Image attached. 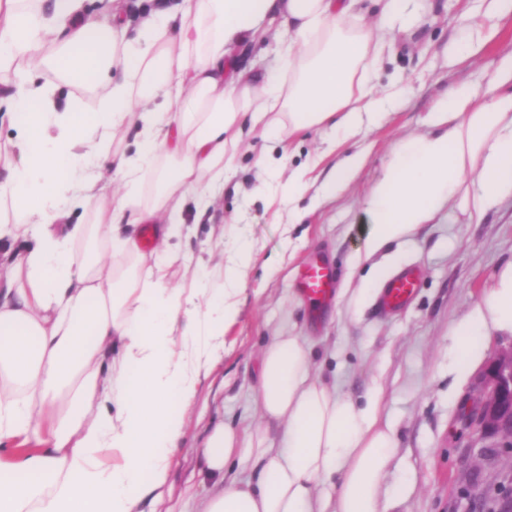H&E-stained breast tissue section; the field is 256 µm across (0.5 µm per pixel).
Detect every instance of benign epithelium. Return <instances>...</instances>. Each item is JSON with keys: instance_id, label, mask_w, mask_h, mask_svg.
I'll return each mask as SVG.
<instances>
[{"instance_id": "benign-epithelium-1", "label": "benign epithelium", "mask_w": 512, "mask_h": 512, "mask_svg": "<svg viewBox=\"0 0 512 512\" xmlns=\"http://www.w3.org/2000/svg\"><path fill=\"white\" fill-rule=\"evenodd\" d=\"M466 424L491 443L480 449L489 459L512 442V350L496 355L481 382L479 399L469 409Z\"/></svg>"}]
</instances>
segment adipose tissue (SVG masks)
I'll return each instance as SVG.
<instances>
[{
    "label": "adipose tissue",
    "mask_w": 512,
    "mask_h": 512,
    "mask_svg": "<svg viewBox=\"0 0 512 512\" xmlns=\"http://www.w3.org/2000/svg\"><path fill=\"white\" fill-rule=\"evenodd\" d=\"M437 0H0V512H146L158 504L183 412L225 352L256 247L170 274L189 237L183 213L212 205L236 157L260 140L257 179L301 194L307 164L280 181L272 149L326 128L342 144L380 122L381 32ZM512 0L464 17L472 53ZM512 58L484 87L450 89L439 128L403 142L373 186L358 261L423 225L479 169L463 206L512 191ZM98 94L86 104L82 89ZM132 150L115 149L129 129ZM120 188L109 196L110 175ZM91 210L93 224L72 221ZM159 245L141 248L139 225ZM94 241L92 251L78 245ZM123 257L104 268L102 246ZM512 326V282L453 329L465 378L487 324ZM312 349L270 338L255 403L260 423L216 425L200 455L215 485L199 512H394L385 481L396 440L382 399L356 403L311 374ZM280 425V445L265 425ZM247 479H227L231 466Z\"/></svg>",
    "instance_id": "1"
}]
</instances>
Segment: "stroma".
Masks as SVG:
<instances>
[{"mask_svg":"<svg viewBox=\"0 0 512 512\" xmlns=\"http://www.w3.org/2000/svg\"><path fill=\"white\" fill-rule=\"evenodd\" d=\"M479 6V0H439L438 9L411 32L394 33L393 49L374 84L382 89L395 83L405 94L381 126L342 146L345 154L366 150L367 159L341 191L321 192L336 158L325 153L329 130L315 128L293 137V153L281 168L286 174L321 157L315 183L302 196L279 197L277 209L268 208L266 196L255 189L256 154L249 151L237 157L205 215L185 212L193 233L173 259L171 273L187 263L219 262L227 242L218 233L225 224L259 251L239 296L238 320L224 333V357L185 414L165 485L173 512H196L208 490L199 450L212 427L224 422L244 429L257 421L262 351L271 336L288 329L312 345V375L358 402L380 392L382 420L397 439L387 482L403 487L398 512H462L471 469H484L492 486L512 475V453L485 464L478 453L481 438L462 423L465 408L479 397L486 360L512 349V329L487 326L485 361L461 386L453 375L459 359L452 339L453 328L483 306L512 271V192L479 215L443 203L396 246V260L383 251L373 256L374 264L414 271V293L404 307L389 310L374 297L358 306L339 294L364 285L367 268L355 257L363 246L365 204L398 145L429 132L449 88L484 86L487 72L512 56V16L500 21L474 55L453 56L461 38L459 16L478 12ZM315 257L333 269L338 288L319 308L299 287L302 270Z\"/></svg>","mask_w":512,"mask_h":512,"instance_id":"obj_1","label":"stroma"}]
</instances>
